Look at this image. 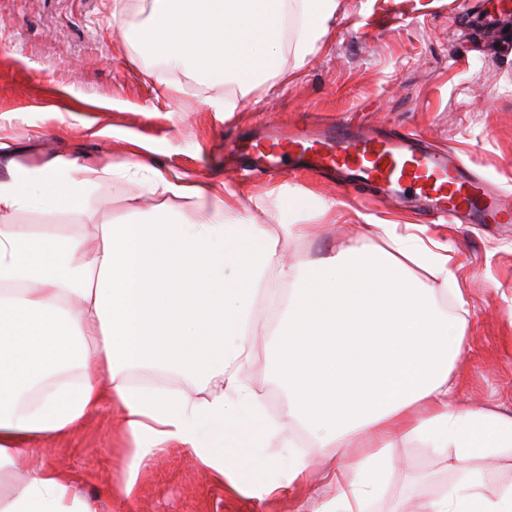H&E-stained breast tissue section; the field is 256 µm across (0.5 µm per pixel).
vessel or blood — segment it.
<instances>
[{
  "label": "vessel or blood",
  "instance_id": "b4317fda",
  "mask_svg": "<svg viewBox=\"0 0 512 512\" xmlns=\"http://www.w3.org/2000/svg\"><path fill=\"white\" fill-rule=\"evenodd\" d=\"M292 155L312 170L336 169L354 185L378 187L382 201L422 205L430 223H512V207L475 179L454 152L423 150L415 135L380 137L358 124L330 122L317 139L302 130L271 140L256 157L258 169L281 170Z\"/></svg>",
  "mask_w": 512,
  "mask_h": 512
}]
</instances>
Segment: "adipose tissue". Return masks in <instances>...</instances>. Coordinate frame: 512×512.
Returning a JSON list of instances; mask_svg holds the SVG:
<instances>
[{
  "instance_id": "ef3b65f1",
  "label": "adipose tissue",
  "mask_w": 512,
  "mask_h": 512,
  "mask_svg": "<svg viewBox=\"0 0 512 512\" xmlns=\"http://www.w3.org/2000/svg\"><path fill=\"white\" fill-rule=\"evenodd\" d=\"M129 155L107 161L100 176L143 177L161 197L151 221L115 220L88 210L83 164L60 156L27 166L0 142V468L24 483L0 498V512H112L91 503L51 467L31 468L26 441L69 433L104 405L120 418L132 448L121 491L132 496L143 467L165 448H184L217 478L258 497L305 486L314 456H335L346 441L358 449L341 469L326 471L328 491L317 512H364L393 466L392 439L419 441L450 454L460 482L420 501L416 512H512V484L487 495L472 459H494L512 447V415L456 408L454 367L465 342L466 302L457 314L436 302L429 278L453 283L452 257L403 234L396 222L377 226L388 241L367 254L351 246L299 262L285 240L304 224H231L238 196L220 181L170 175ZM169 198L192 201L190 214L168 210ZM62 210L90 222L88 235L40 232L14 215ZM381 266L374 307L357 284L361 261ZM270 296L275 325L269 347H304L319 374L348 381L369 356L381 369L368 410L342 406L338 416L310 417L301 392L288 394V420H271L244 370L253 360L254 307ZM151 368L162 378L135 383ZM213 380L206 395L170 387L168 376ZM303 430L307 450L289 451L284 479L259 477L255 460L287 426Z\"/></svg>"
}]
</instances>
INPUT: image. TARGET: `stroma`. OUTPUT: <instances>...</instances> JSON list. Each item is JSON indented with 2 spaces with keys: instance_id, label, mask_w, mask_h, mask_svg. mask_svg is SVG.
Masks as SVG:
<instances>
[{
  "instance_id": "35a3bbf8",
  "label": "stroma",
  "mask_w": 512,
  "mask_h": 512,
  "mask_svg": "<svg viewBox=\"0 0 512 512\" xmlns=\"http://www.w3.org/2000/svg\"><path fill=\"white\" fill-rule=\"evenodd\" d=\"M143 18L139 0H0V138L26 146L20 162L63 155L88 164L120 159L127 137L139 138L149 162L173 174L219 179L256 196L283 193L291 209L242 206L257 224H313L320 199L336 202V221L293 236L288 254L304 260L357 243L374 218L415 221L381 203L373 189L343 187L338 174L269 175L248 170V142L274 125L312 127L351 118L367 130L418 135L457 153L478 176L512 195V0H337L327 35L304 61L285 43L280 72L245 95L247 105L218 120L206 102L241 95L234 81L192 79L160 57L141 56L118 35L112 17ZM177 86L166 98L167 86ZM91 210L128 213L143 195L134 182L86 172ZM421 236L448 245L467 301L468 347L458 365L455 401L512 412V224H425ZM268 302L254 311L256 355L247 370L276 420L288 394L266 349ZM31 456L33 467L66 473L87 496L119 487L129 440L111 408ZM384 494L370 512H410L460 480L449 460L416 442H396ZM317 475L301 493L259 498L232 489L184 449L160 454L131 498L112 512H306L324 498Z\"/></svg>"
}]
</instances>
